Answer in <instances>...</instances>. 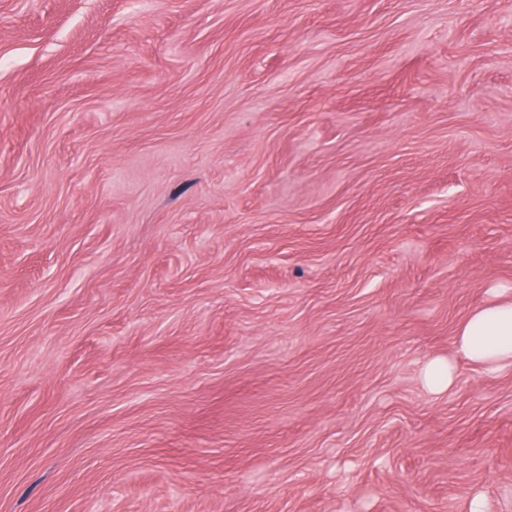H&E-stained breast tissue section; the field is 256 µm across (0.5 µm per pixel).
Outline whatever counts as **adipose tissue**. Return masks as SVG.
Segmentation results:
<instances>
[{
  "label": "adipose tissue",
  "mask_w": 512,
  "mask_h": 512,
  "mask_svg": "<svg viewBox=\"0 0 512 512\" xmlns=\"http://www.w3.org/2000/svg\"><path fill=\"white\" fill-rule=\"evenodd\" d=\"M455 349L454 356L426 365L424 381L429 388L448 389L460 357L488 373L512 369V290L498 289L492 299L469 312L456 330Z\"/></svg>",
  "instance_id": "1"
}]
</instances>
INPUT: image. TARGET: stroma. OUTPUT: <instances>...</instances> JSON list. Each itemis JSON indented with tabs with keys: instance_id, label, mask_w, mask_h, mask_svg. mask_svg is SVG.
<instances>
[{
	"instance_id": "35a3bbf8",
	"label": "stroma",
	"mask_w": 512,
	"mask_h": 512,
	"mask_svg": "<svg viewBox=\"0 0 512 512\" xmlns=\"http://www.w3.org/2000/svg\"><path fill=\"white\" fill-rule=\"evenodd\" d=\"M512 0H0V512H512ZM456 356L487 373L512 369V294L499 288L492 299L474 308L459 324L455 335ZM456 356L431 360L424 370V382L436 391L454 382Z\"/></svg>"
}]
</instances>
